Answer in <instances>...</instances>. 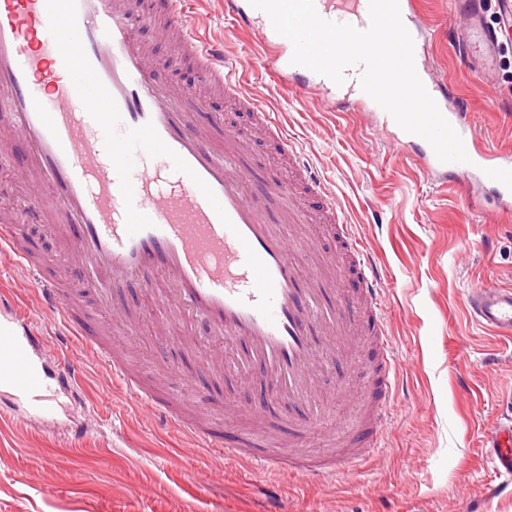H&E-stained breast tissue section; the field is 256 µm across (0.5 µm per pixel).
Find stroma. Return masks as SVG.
Masks as SVG:
<instances>
[{"instance_id": "obj_1", "label": "stroma", "mask_w": 512, "mask_h": 512, "mask_svg": "<svg viewBox=\"0 0 512 512\" xmlns=\"http://www.w3.org/2000/svg\"><path fill=\"white\" fill-rule=\"evenodd\" d=\"M188 10H209L207 36L241 66L244 83L278 113L290 149L260 135L250 113L223 93L197 90L196 121L221 113L212 129L239 132L244 159L258 180L285 182L296 154L334 195L339 216L370 244L385 281V304L403 383L385 421L383 448L361 470L344 469L310 480L241 466L221 468L205 449L114 385L109 370L75 341L55 336L39 307L30 277L0 259V318L38 326L49 335L47 371L59 357L79 366L72 390L61 392L58 415L33 424L25 402L0 390V512H266L276 494L282 512H512V496L486 458V430L512 415V339L487 334L466 314V298L483 287L512 289V211L489 186L473 183L466 197L456 182L426 177L413 150L398 146L366 112H337L321 96L283 88L259 64L263 53L252 31H230L221 0H188ZM427 59L466 95L478 145L512 151V29L498 33L495 100L476 94L454 39L460 21L450 0H419ZM29 166L17 142L0 150V222L13 218L29 191L21 173ZM23 233L50 269L68 266L66 240L56 221L27 224ZM75 309L94 335L109 340L146 382H170L176 368L192 391L211 399V424L219 437L249 428L224 424L225 407L267 400V442L292 435L289 417L304 409L270 399L260 386L241 382L222 365L205 368L201 349L213 334L164 323L154 293L136 283L115 286L104 301L77 296ZM137 325L138 335L127 334ZM375 348L356 336L355 349L320 385L324 417L303 449L335 442L338 425L357 419L365 392L355 369L369 366Z\"/></svg>"}]
</instances>
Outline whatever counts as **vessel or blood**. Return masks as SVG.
<instances>
[{
    "mask_svg": "<svg viewBox=\"0 0 512 512\" xmlns=\"http://www.w3.org/2000/svg\"><path fill=\"white\" fill-rule=\"evenodd\" d=\"M476 3L452 0L454 13L466 20L456 37L481 74L478 90L491 97L493 36L482 26ZM314 4L324 19L361 29L369 24V0ZM399 7L412 38H419L422 20L415 0H399ZM159 17L206 82L253 113L267 136L289 143L277 114L234 78L223 47L201 36L195 16L177 9L174 0H159L143 20ZM224 17L232 29L257 30L264 64L303 77L304 93L339 95L344 109L381 116L399 145L418 148L424 173L488 184L501 207L512 208V154L476 144L456 85L434 75L422 51L414 53L417 74L460 135L468 162H441L425 139L399 128L362 91V66L346 69L344 83L335 84L292 64L291 42L249 0H224ZM164 72L140 44L123 0H0V119L31 154L25 211L35 218L49 211L61 217L88 294L108 295L116 282L148 271L163 277L168 287L160 301L175 310L179 324L207 323L217 333L213 353L226 357V372L248 371L277 399L303 398L347 336L359 331L371 336L379 349L372 368L375 385L366 397L365 419L342 429L338 443L345 453L287 455L245 435L224 443L200 416L198 402L143 384L107 342L91 335L60 277L43 274L21 225H0V254L31 274L41 305L66 336L108 367L113 382L197 447L210 449L219 462L310 479L367 465L382 446L386 410L402 382L385 318L383 281L368 243L331 204L325 213L336 253L287 232V225L300 220L285 206L291 187L254 184L239 159L236 135L225 133L223 143H216L208 126L192 120L188 92L167 86ZM333 267L357 270L358 299L339 293L327 275ZM466 312L492 335H512V289L473 290ZM44 342L40 332L0 319V388L26 402L35 423L56 412L70 380L62 372L47 375ZM484 448L499 474L512 480V419L486 434Z\"/></svg>",
    "mask_w": 512,
    "mask_h": 512,
    "instance_id": "1",
    "label": "vessel or blood"
}]
</instances>
